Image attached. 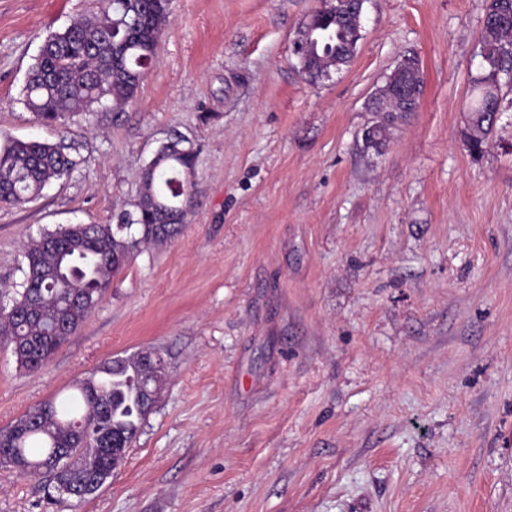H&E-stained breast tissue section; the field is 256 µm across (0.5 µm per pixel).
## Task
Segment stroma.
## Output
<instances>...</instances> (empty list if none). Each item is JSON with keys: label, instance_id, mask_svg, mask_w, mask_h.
I'll list each match as a JSON object with an SVG mask.
<instances>
[{"label": "stroma", "instance_id": "obj_1", "mask_svg": "<svg viewBox=\"0 0 512 512\" xmlns=\"http://www.w3.org/2000/svg\"><path fill=\"white\" fill-rule=\"evenodd\" d=\"M322 5L172 0L135 102L44 124L27 72L98 0H0V133L77 162L0 204V285L40 230L116 223L168 140L198 155L180 236L118 270L46 367L0 347V428L114 357L166 362L81 512H512V70L470 154L484 0H367L352 62L311 82L293 42ZM408 53L421 105L365 150L368 100ZM0 512L56 508L0 468Z\"/></svg>", "mask_w": 512, "mask_h": 512}]
</instances>
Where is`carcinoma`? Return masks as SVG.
Returning <instances> with one entry per match:
<instances>
[{
  "label": "carcinoma",
  "mask_w": 512,
  "mask_h": 512,
  "mask_svg": "<svg viewBox=\"0 0 512 512\" xmlns=\"http://www.w3.org/2000/svg\"><path fill=\"white\" fill-rule=\"evenodd\" d=\"M171 0H101L97 13L50 34L31 66L23 102L37 120L57 123L112 104L120 112L133 102L152 65L170 14ZM512 0H486L480 41L482 65L463 136L469 151L483 152L503 114L499 75L512 66ZM296 39L307 41L296 54L301 71L316 79L348 65L356 52L331 4L313 12ZM417 59L405 56L372 98L380 114L365 149L379 153L392 126L417 111L424 88ZM410 84L412 95L398 90ZM197 154L182 141L162 146L146 165L134 202L115 224H67L45 230L26 245L27 271L20 287L0 289V341L11 346L18 365L40 370L74 335L109 287L112 273L143 247L177 237L192 203ZM76 162L62 148L0 134V203L14 206L37 198L51 182L68 175ZM166 373L156 370L152 352L115 357L72 385L67 402L47 401L0 428V466L21 477L46 478L57 502L77 512L112 480L125 462L142 422L156 403Z\"/></svg>",
  "instance_id": "1"
}]
</instances>
